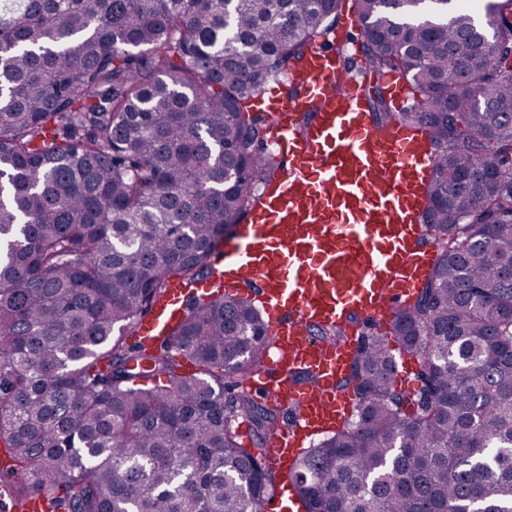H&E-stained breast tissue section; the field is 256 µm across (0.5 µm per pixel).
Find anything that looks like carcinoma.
<instances>
[{
    "label": "carcinoma",
    "instance_id": "carcinoma-1",
    "mask_svg": "<svg viewBox=\"0 0 512 512\" xmlns=\"http://www.w3.org/2000/svg\"><path fill=\"white\" fill-rule=\"evenodd\" d=\"M343 0H0V473L51 512H253L278 409L242 385L268 347L247 296L127 342L273 178L245 104L334 30ZM365 68L418 96L378 121L427 134L432 269L339 389L349 420L291 480L305 512H512V0L432 24L352 0ZM399 354L419 386L396 382ZM248 423L243 443L239 420Z\"/></svg>",
    "mask_w": 512,
    "mask_h": 512
}]
</instances>
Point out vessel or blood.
<instances>
[{"label":"vessel or blood","mask_w":512,"mask_h":512,"mask_svg":"<svg viewBox=\"0 0 512 512\" xmlns=\"http://www.w3.org/2000/svg\"><path fill=\"white\" fill-rule=\"evenodd\" d=\"M350 55L323 43L279 82L265 107L278 174L233 236L209 256L210 279H173L136 336L161 338L191 293L251 286L268 317L266 367L251 385L289 412L270 434L267 464L288 471L312 435L339 427L354 396L338 390L360 339L327 342L314 327L357 319L389 324L409 304L435 259L418 213L421 180L434 163L429 141L401 122L377 123ZM307 373L311 382H300ZM256 512H301L296 494Z\"/></svg>","instance_id":"1"}]
</instances>
